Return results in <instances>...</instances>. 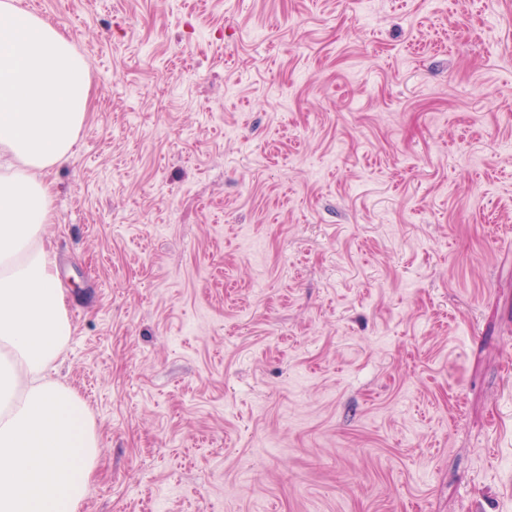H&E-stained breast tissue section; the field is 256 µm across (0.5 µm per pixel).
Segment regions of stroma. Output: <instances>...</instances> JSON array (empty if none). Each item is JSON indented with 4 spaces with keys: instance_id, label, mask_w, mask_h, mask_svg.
<instances>
[{
    "instance_id": "stroma-1",
    "label": "stroma",
    "mask_w": 512,
    "mask_h": 512,
    "mask_svg": "<svg viewBox=\"0 0 512 512\" xmlns=\"http://www.w3.org/2000/svg\"><path fill=\"white\" fill-rule=\"evenodd\" d=\"M80 512H512V0H21Z\"/></svg>"
}]
</instances>
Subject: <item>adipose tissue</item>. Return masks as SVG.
Segmentation results:
<instances>
[{
    "mask_svg": "<svg viewBox=\"0 0 512 512\" xmlns=\"http://www.w3.org/2000/svg\"><path fill=\"white\" fill-rule=\"evenodd\" d=\"M90 91L59 28L0 0V512H79L102 452L80 398L48 377L73 327L41 177L71 157Z\"/></svg>",
    "mask_w": 512,
    "mask_h": 512,
    "instance_id": "adipose-tissue-1",
    "label": "adipose tissue"
}]
</instances>
